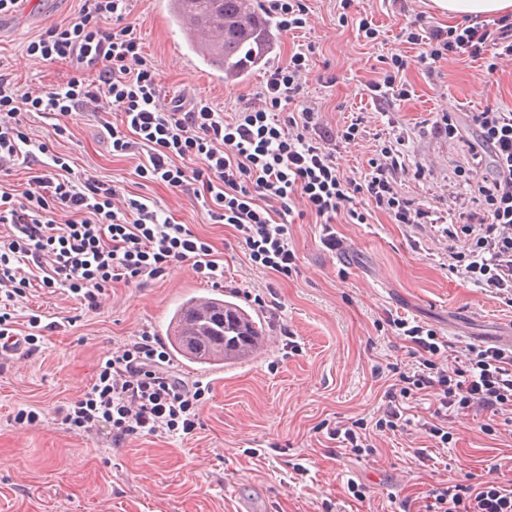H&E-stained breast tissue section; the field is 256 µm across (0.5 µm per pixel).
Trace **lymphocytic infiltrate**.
Returning a JSON list of instances; mask_svg holds the SVG:
<instances>
[{"mask_svg": "<svg viewBox=\"0 0 512 512\" xmlns=\"http://www.w3.org/2000/svg\"><path fill=\"white\" fill-rule=\"evenodd\" d=\"M128 0H83L78 20L55 24L29 42L26 52L45 62L65 63L68 80L55 88L30 92L0 75V175L10 174L30 136L26 119L52 120V136L70 137L66 116L105 103L120 122L103 129L116 157L136 162L145 182L180 191L201 186L211 221L233 227L252 266L277 276L297 270L290 218L296 200L322 227V245L335 250L333 222L346 214L350 223H368L371 210L392 223L421 228L435 213L408 199L402 185L410 172L407 133L377 142L362 168L344 173L336 146L355 144L364 132L363 117L339 129L326 128L318 108L308 105L305 76L311 48H298L270 71L261 89L236 111L219 112L205 99H177L161 105L157 73L142 50L133 25L126 23ZM415 46L420 62L451 57L485 58L488 48L512 56V20L501 17L482 28L442 30L416 13L398 35ZM384 71L367 85L376 102L408 100L401 78L407 62L383 56ZM479 138L473 153L491 152L494 172L470 169L460 190L470 193L479 211L459 213L456 222L438 227L448 239V271L485 289L512 307V111L488 107L473 113ZM44 154L41 172L25 189H0V357L9 358L16 329L15 304L27 293L75 295L95 310L112 284L143 285L187 262L197 277L220 286L224 266L211 242L190 225L161 216L145 195L119 194L111 181L78 178L67 157ZM69 219L59 224L57 213ZM463 248H456V241ZM398 335L417 347L419 360L400 371L397 387L383 396L375 425L354 421L327 431L329 440L355 455L372 453V431H398L408 425L403 400L429 396L435 408L422 428L440 444L451 436L448 415L475 409L490 416L512 408V349L467 345L463 365L446 367L448 343L434 329L390 318ZM209 389L175 370L163 342L149 333L129 337L112 351L91 387L61 405L58 415L71 429L107 432L113 447L140 436L194 435L199 406ZM428 512H512V483L490 478L477 484L441 483L430 489Z\"/></svg>", "mask_w": 512, "mask_h": 512, "instance_id": "1", "label": "lymphocytic infiltrate"}]
</instances>
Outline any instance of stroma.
<instances>
[{"mask_svg": "<svg viewBox=\"0 0 512 512\" xmlns=\"http://www.w3.org/2000/svg\"><path fill=\"white\" fill-rule=\"evenodd\" d=\"M311 6L305 32L273 28V53L281 62L298 45L313 46L307 92L329 127L340 128L351 113L364 114L366 136L337 146V163L346 170L361 166L375 134L387 133L388 118H395L410 135V162L426 169L424 176L406 179V195L447 210L450 181L475 164L469 148L475 129L467 118L487 107L512 110V64L489 72L462 58L432 68L419 63L417 49L400 44L397 34L408 15L421 11L431 25L447 27V19L430 11L429 0H355V12L372 15L384 32L385 44L375 48L339 25L340 0H311ZM80 7V0H54L38 21L21 20L16 12L0 17V74L30 91L64 83L67 65L44 63L26 47L50 25L74 20ZM126 20L166 96L201 97L231 112L259 91L268 72L262 66L225 84L194 60L163 0H129ZM391 52L407 56L405 77L414 96L380 110L364 85L378 72L380 56ZM448 110L465 120L462 137L448 139L431 126L433 116ZM118 121L104 105L73 112L67 118L72 136L64 141L52 139L42 118L31 117L29 126L33 142L69 155L76 174L150 196L176 222L208 238L224 263V294L261 311L265 333L291 329L301 348L287 355L276 346L216 372L181 366L186 377L211 389L197 433L188 439L142 436L115 448L105 437L70 429L57 407L91 386L121 341L144 331L164 336L175 304L212 293L211 284L180 263L145 287L114 284L95 311L65 294L33 293L26 306L41 307L55 328L38 354L14 356L0 372V512H236L243 501L254 512H425L428 491L438 482L475 484L492 475L512 481V426L474 410L452 413L453 439L439 447L419 428L435 406L430 398L411 401L404 431L374 432L377 452L370 456L328 447L315 432L325 419L372 424L380 417L381 396L395 382L390 364L407 368L414 362L412 343L391 330L388 315L436 329L457 350L500 344L512 334V307L451 275L439 243L426 239L421 249L412 248V228L379 211L366 224L336 218L346 259L322 246L321 227L308 215L291 228L296 273L277 277L252 267L233 228L212 223L202 200L161 183L140 185L134 161L112 156L103 125ZM270 284L280 301L275 315L258 303ZM30 406L43 410V426L14 423L17 411ZM419 448L433 457L432 466L419 465ZM296 463L305 467L303 477H295ZM352 482L364 488L363 499L349 492Z\"/></svg>", "mask_w": 512, "mask_h": 512, "instance_id": "obj_1", "label": "stroma"}]
</instances>
